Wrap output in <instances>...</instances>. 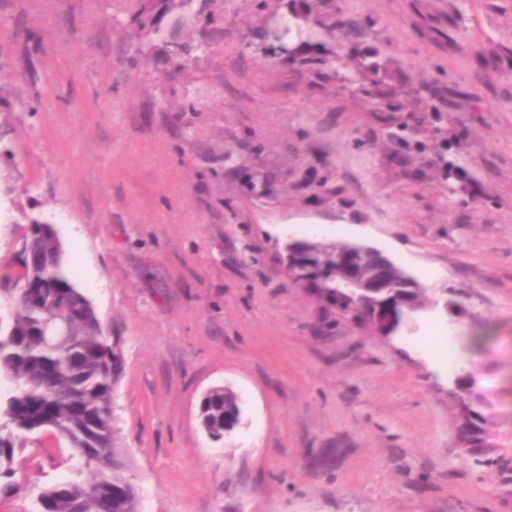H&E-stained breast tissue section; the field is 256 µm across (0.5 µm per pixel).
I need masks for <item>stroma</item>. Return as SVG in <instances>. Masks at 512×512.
Returning a JSON list of instances; mask_svg holds the SVG:
<instances>
[{
    "instance_id": "1",
    "label": "stroma",
    "mask_w": 512,
    "mask_h": 512,
    "mask_svg": "<svg viewBox=\"0 0 512 512\" xmlns=\"http://www.w3.org/2000/svg\"><path fill=\"white\" fill-rule=\"evenodd\" d=\"M301 5L0 0V276L68 212L67 269L122 339L114 426L153 512H512V0H330L401 55L396 118L423 154L385 136L359 48L262 49ZM288 235L379 249L426 309L389 340L322 330L278 259ZM458 368L499 464L458 448ZM215 388L243 406L220 443L199 421ZM70 456L30 435L0 512L70 479Z\"/></svg>"
}]
</instances>
